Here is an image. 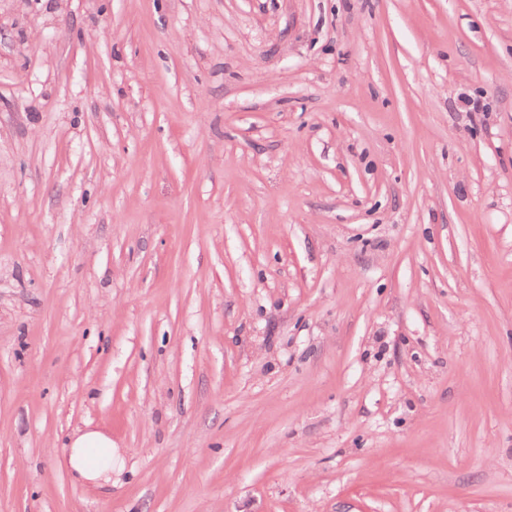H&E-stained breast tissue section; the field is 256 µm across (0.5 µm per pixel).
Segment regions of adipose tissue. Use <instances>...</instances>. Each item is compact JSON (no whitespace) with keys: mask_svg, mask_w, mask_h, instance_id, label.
I'll use <instances>...</instances> for the list:
<instances>
[{"mask_svg":"<svg viewBox=\"0 0 512 512\" xmlns=\"http://www.w3.org/2000/svg\"><path fill=\"white\" fill-rule=\"evenodd\" d=\"M66 464L78 479L102 486L112 481V440L97 430L75 431L67 440Z\"/></svg>","mask_w":512,"mask_h":512,"instance_id":"obj_1","label":"adipose tissue"}]
</instances>
